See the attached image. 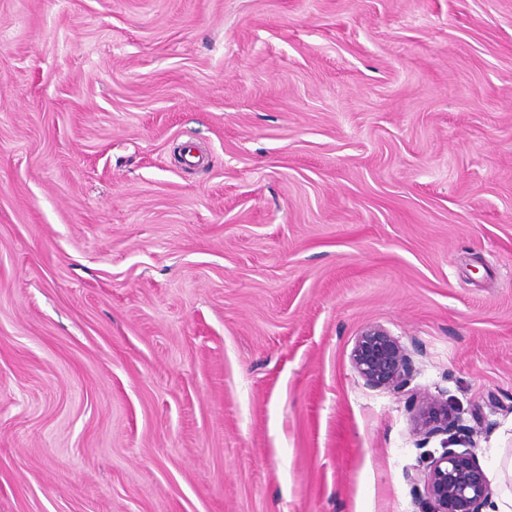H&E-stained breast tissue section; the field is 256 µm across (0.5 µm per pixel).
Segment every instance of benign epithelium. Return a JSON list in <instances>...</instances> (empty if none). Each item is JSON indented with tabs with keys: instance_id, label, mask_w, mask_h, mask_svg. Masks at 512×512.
<instances>
[{
	"instance_id": "obj_1",
	"label": "benign epithelium",
	"mask_w": 512,
	"mask_h": 512,
	"mask_svg": "<svg viewBox=\"0 0 512 512\" xmlns=\"http://www.w3.org/2000/svg\"><path fill=\"white\" fill-rule=\"evenodd\" d=\"M351 360L357 374L373 388L401 391L413 376L407 348L379 326H369L361 333ZM415 427L426 439L446 433L450 444L455 434L464 430L460 416L438 398L422 402ZM409 479L414 486H423L416 498L419 512H482L493 495L492 480L468 448H443L440 456L431 457L426 470Z\"/></svg>"
}]
</instances>
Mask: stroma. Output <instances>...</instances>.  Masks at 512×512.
<instances>
[{"label":"stroma","mask_w":512,"mask_h":512,"mask_svg":"<svg viewBox=\"0 0 512 512\" xmlns=\"http://www.w3.org/2000/svg\"><path fill=\"white\" fill-rule=\"evenodd\" d=\"M430 395L512 461V0H0V512H418ZM351 360L357 374L373 388L401 391L413 376L407 348L379 326H369L361 333Z\"/></svg>","instance_id":"obj_1"}]
</instances>
